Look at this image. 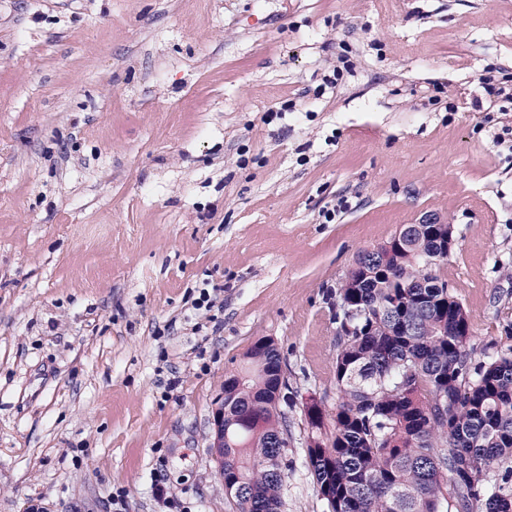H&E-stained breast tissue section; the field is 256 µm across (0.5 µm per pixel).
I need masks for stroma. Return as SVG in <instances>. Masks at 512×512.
I'll return each instance as SVG.
<instances>
[{
  "mask_svg": "<svg viewBox=\"0 0 512 512\" xmlns=\"http://www.w3.org/2000/svg\"><path fill=\"white\" fill-rule=\"evenodd\" d=\"M506 74L512 0H0V512H236L211 420L261 338L282 512H326L302 404L361 250L453 224L470 342L512 345Z\"/></svg>",
  "mask_w": 512,
  "mask_h": 512,
  "instance_id": "stroma-1",
  "label": "stroma"
}]
</instances>
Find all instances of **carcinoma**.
Wrapping results in <instances>:
<instances>
[{
  "label": "carcinoma",
  "mask_w": 512,
  "mask_h": 512,
  "mask_svg": "<svg viewBox=\"0 0 512 512\" xmlns=\"http://www.w3.org/2000/svg\"><path fill=\"white\" fill-rule=\"evenodd\" d=\"M357 256L336 289L337 397L306 448L327 512H512V346L470 344L462 303L426 266L431 224ZM274 343L224 376V493L237 512H281L288 381Z\"/></svg>",
  "instance_id": "cac0c4a2"
}]
</instances>
